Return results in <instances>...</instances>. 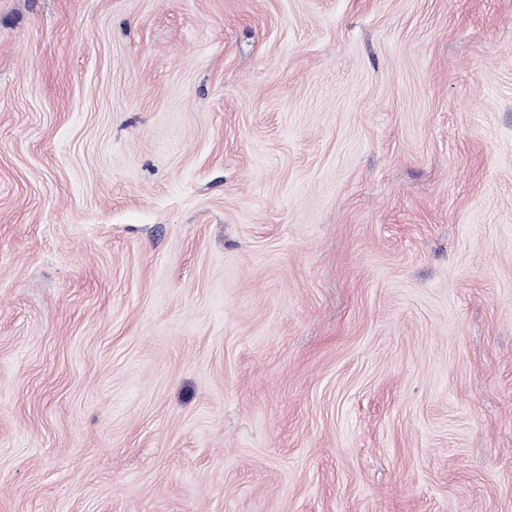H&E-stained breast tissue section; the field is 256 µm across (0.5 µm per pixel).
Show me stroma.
Instances as JSON below:
<instances>
[{
	"instance_id": "obj_1",
	"label": "stroma",
	"mask_w": 512,
	"mask_h": 512,
	"mask_svg": "<svg viewBox=\"0 0 512 512\" xmlns=\"http://www.w3.org/2000/svg\"><path fill=\"white\" fill-rule=\"evenodd\" d=\"M0 512H512V0H0Z\"/></svg>"
}]
</instances>
